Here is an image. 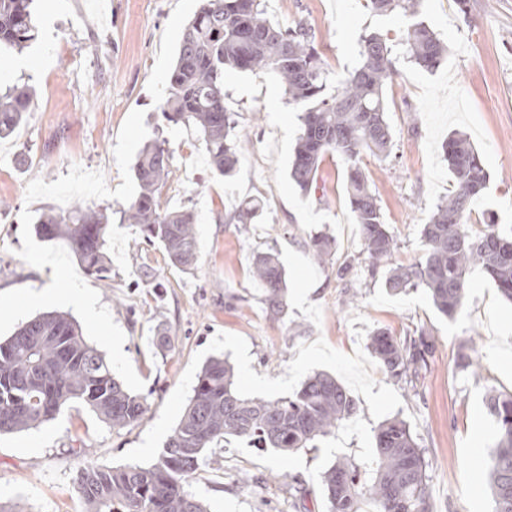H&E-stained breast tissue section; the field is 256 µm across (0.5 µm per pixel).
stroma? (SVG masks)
Returning <instances> with one entry per match:
<instances>
[{"instance_id": "35a3bbf8", "label": "stroma", "mask_w": 512, "mask_h": 512, "mask_svg": "<svg viewBox=\"0 0 512 512\" xmlns=\"http://www.w3.org/2000/svg\"><path fill=\"white\" fill-rule=\"evenodd\" d=\"M201 0H35L37 37L30 47L0 55V95L31 86L34 112L0 138V292L44 289L51 267L23 261L20 215L58 213L49 199L26 202L30 180L51 183L72 164L121 185L113 149L131 111L145 113L149 139L165 140L169 176L161 191L170 208H189L199 257L191 272L171 266L137 229L113 224L108 278L87 277L125 334L123 350L143 380L148 409L121 429L72 402L38 429L0 436V502L18 512H83L76 479L86 465L154 463L193 393L208 358L223 355L237 369L246 397L291 395L309 374L343 384L358 412L336 435L290 454L232 439L205 449L186 489L208 512H327L322 473L338 458L371 448L375 429L397 416L410 425L430 463L431 512H493L487 482L495 423L489 392L512 393V304L480 269L455 319L442 317L424 289L390 294L367 282L343 306L338 263L361 264L362 245L344 188V162H322L317 187L301 193L288 177L300 134L298 114L278 78L265 72L224 75L236 133L246 141L237 173L211 166L194 130L169 123L162 104L179 41ZM271 19L304 22L337 83L358 67L360 38L388 33L396 75L387 86L390 157L363 155L360 165L376 193L385 224L398 239L393 264L425 255L420 229L455 189L442 145L455 132L478 150L490 180L467 218L474 230L512 232V0H422L420 18L448 46L428 72L403 55L409 17L379 16L367 0H268ZM263 202L256 223L228 224L225 214L246 198ZM323 232L336 243L335 261L318 266L308 247ZM274 248L287 275V308L270 320L251 277L252 252ZM398 339L426 334L434 347L413 383L387 378L367 348L369 333ZM166 331L167 350L156 347ZM476 348L477 372L458 355Z\"/></svg>"}]
</instances>
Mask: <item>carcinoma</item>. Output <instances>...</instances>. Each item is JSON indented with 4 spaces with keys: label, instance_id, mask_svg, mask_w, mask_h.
<instances>
[{
    "label": "carcinoma",
    "instance_id": "1",
    "mask_svg": "<svg viewBox=\"0 0 512 512\" xmlns=\"http://www.w3.org/2000/svg\"><path fill=\"white\" fill-rule=\"evenodd\" d=\"M32 2L0 0V51L21 50L34 39ZM419 5L420 0L368 3L379 15L415 18L402 39L404 53L409 61L432 71L447 57L448 48L430 26L417 20ZM228 70L268 71L280 80L301 122L288 171L301 191L311 190L325 157L336 155L347 163L344 187L360 229L366 276H383L396 294L423 288L438 313L453 319L465 299L468 274L478 267L501 297L512 302V235L498 232L492 224L475 232L463 223L471 204L486 189L488 173L462 133L450 135L442 146L456 191L437 203L422 225L424 260L390 265L397 240L359 165L366 153L386 159L392 152L384 89L396 69L387 35H364L360 65L331 91L306 24L285 27L273 21L266 0H202L183 30L162 112L167 121L200 133L212 167L226 178L234 175L245 150V142L233 136L234 113L225 106ZM34 99L30 88H17L0 98V137L14 132L34 111ZM134 172L139 191L119 210V223L136 227L146 242L160 243L172 265L191 269L199 252L196 216L192 210L162 204L161 187L169 175L164 143L145 144ZM260 211V200L245 199L226 221L252 224ZM38 228L42 237L63 241L87 274L104 278L111 272L107 244L112 208L95 210L77 203L65 212L41 217ZM309 247L318 263H330L331 237L314 235ZM251 273L263 291L269 316L281 318L287 284L274 250L255 253ZM335 274L348 288L362 286L350 262L336 265ZM432 347L433 342L423 337L402 343L382 329L368 337L369 351L397 382L417 376ZM74 401L114 428L138 421L147 410L146 399L125 389L105 356L64 314L39 315L0 343V434L35 428ZM486 408L496 424L488 470L494 512H512V395L491 393ZM355 413L352 396L328 374L306 377L288 397H245L236 388L233 366L222 356L213 357L202 367L193 395L156 461L149 467H88L78 493L85 512H207L203 502L185 490L205 449L233 438L288 454L336 435ZM428 468L410 425L399 417L388 419L375 430L369 452L339 460L322 473L328 512H431Z\"/></svg>",
    "mask_w": 512,
    "mask_h": 512
}]
</instances>
